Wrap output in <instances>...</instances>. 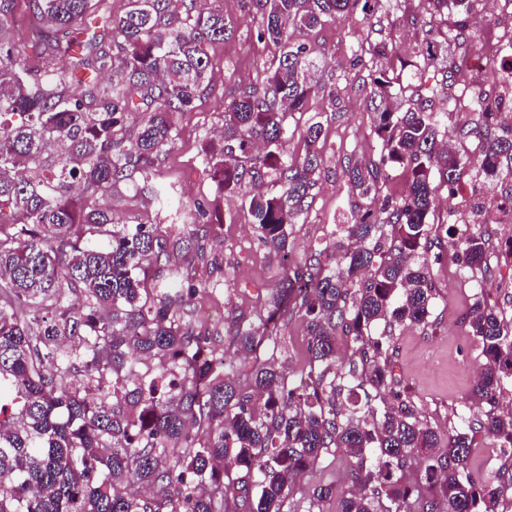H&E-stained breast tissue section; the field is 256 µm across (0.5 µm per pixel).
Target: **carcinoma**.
<instances>
[{"instance_id":"cac0c4a2","label":"carcinoma","mask_w":512,"mask_h":512,"mask_svg":"<svg viewBox=\"0 0 512 512\" xmlns=\"http://www.w3.org/2000/svg\"><path fill=\"white\" fill-rule=\"evenodd\" d=\"M257 42L278 49L261 87L239 92L204 156L217 193L240 195L259 239L288 259V226L310 208L323 163L322 125L301 131L304 156L280 151L288 116L313 95L314 60L298 35L352 12L359 0H253ZM439 16L426 66L448 62L445 12L472 0H431ZM38 68L0 41V512H499L505 482L474 478L473 434L496 441L512 472V413L496 409L512 379V318L484 295L465 316L483 362L472 397L490 405L448 432L394 392L396 347L379 322L428 326L436 299L430 266L453 252L482 268L483 231L458 238L431 222L438 190L453 193L463 163L441 112L387 100L416 74L381 70L370 99L376 159L347 167L365 211L339 231L343 254L282 266L258 322L237 320L219 341L191 320L196 288L167 265L217 216L174 238L160 225L128 231L92 199L149 171L174 141V117L210 82L208 46L225 38L224 12L198 0H32ZM109 34L104 40L97 29ZM72 34L60 40L57 30ZM481 166L512 175V128L483 131ZM51 148L58 164L47 166ZM408 174L404 197H381L389 170ZM439 182H433V171ZM274 174L273 192L256 186ZM158 211L182 209L174 187L152 188ZM382 200L376 205V200ZM95 234L108 241L90 242ZM81 295L74 309L68 297ZM306 328V360L288 376L266 363L288 318ZM256 351L224 364V345ZM93 386L98 398L83 389ZM348 459L345 486L320 485L287 508L295 480L330 457Z\"/></svg>"}]
</instances>
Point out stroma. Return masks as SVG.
Instances as JSON below:
<instances>
[{
    "instance_id": "1",
    "label": "stroma",
    "mask_w": 512,
    "mask_h": 512,
    "mask_svg": "<svg viewBox=\"0 0 512 512\" xmlns=\"http://www.w3.org/2000/svg\"><path fill=\"white\" fill-rule=\"evenodd\" d=\"M208 6L223 9L231 29L227 39L210 45L211 84L198 97L191 112L175 118V139L148 174L154 186H174L183 199V223L194 221V202L218 199L221 222L215 225L205 243L221 264H195L192 282L198 287L193 298V319L217 335H224L235 317L257 318L264 301L280 280V262L259 240L251 216L240 195L216 196L215 185L201 148L214 139L224 125V110L239 91L260 86L263 63L272 59L273 50L258 44L251 11L242 0H207ZM435 14L428 0H370L367 10H355L341 20L301 33L300 43L317 64L316 77L333 90L335 106L321 96L310 97L305 112L288 120L296 133L286 138L281 150L285 156L299 158L303 144L298 136L308 120L321 122L325 136L323 170L313 190L314 200L306 217L290 226V242L296 258L324 250L334 252L342 234L340 224L353 221L357 199L345 177L348 163L378 156L380 143L372 123V107L366 99L376 70L399 68L401 60L416 56ZM39 21L31 0H15L12 40L16 50L28 62H36L33 30ZM385 42L393 51L376 58L359 52V45ZM470 57L476 67L462 74L461 61ZM462 55L458 46L448 48V67H429L425 83L436 88L431 105L434 111L448 114V135L458 149L472 152L479 145L472 128L482 126L483 118L472 112L470 97L512 95V85L494 79L479 66V47ZM102 206L112 211L116 222L125 225L155 224L161 216L149 194L138 193L127 184H118ZM492 280L484 272L447 260L433 268L437 299L432 309L434 323L425 328L415 324L396 327L398 379L410 399L423 409V417L440 431H447L460 416L484 414L485 402L471 398L469 374L481 362V348L472 337L464 316L482 283H490L493 297L507 316L512 317V265L504 263L497 251L487 257Z\"/></svg>"
}]
</instances>
